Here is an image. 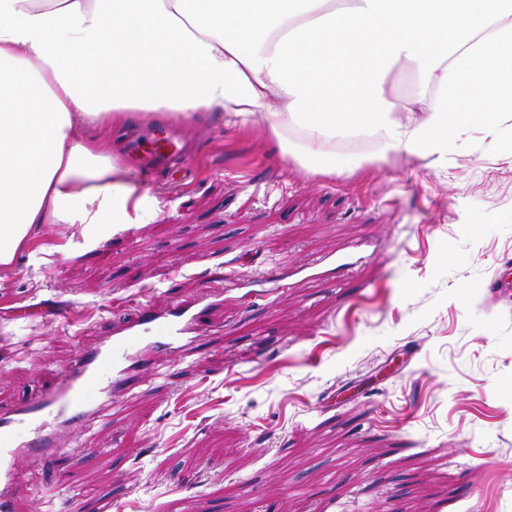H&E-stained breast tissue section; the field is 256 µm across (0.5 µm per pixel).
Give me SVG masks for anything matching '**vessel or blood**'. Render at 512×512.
Here are the masks:
<instances>
[{
  "mask_svg": "<svg viewBox=\"0 0 512 512\" xmlns=\"http://www.w3.org/2000/svg\"><path fill=\"white\" fill-rule=\"evenodd\" d=\"M123 158L137 175L152 178L188 169L194 152L177 129L146 127L126 138ZM202 314L199 307L160 312L138 303L134 319L81 352L49 390L23 404L0 407V512H13L14 500L25 492L13 460L56 452L60 427L86 425L111 403L113 394L139 386L142 369L137 348L144 340L191 356L202 332Z\"/></svg>",
  "mask_w": 512,
  "mask_h": 512,
  "instance_id": "b4317fda",
  "label": "vessel or blood"
}]
</instances>
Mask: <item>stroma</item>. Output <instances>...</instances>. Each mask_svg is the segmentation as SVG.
I'll return each mask as SVG.
<instances>
[{"instance_id": "stroma-1", "label": "stroma", "mask_w": 512, "mask_h": 512, "mask_svg": "<svg viewBox=\"0 0 512 512\" xmlns=\"http://www.w3.org/2000/svg\"><path fill=\"white\" fill-rule=\"evenodd\" d=\"M184 128L187 172L132 179L148 223L43 224L0 268V405L133 318L115 298L224 296L192 360L156 352L110 420L16 460L48 495L15 512H512V138L322 177L262 123Z\"/></svg>"}]
</instances>
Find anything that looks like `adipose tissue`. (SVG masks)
<instances>
[{
  "instance_id": "obj_1",
  "label": "adipose tissue",
  "mask_w": 512,
  "mask_h": 512,
  "mask_svg": "<svg viewBox=\"0 0 512 512\" xmlns=\"http://www.w3.org/2000/svg\"><path fill=\"white\" fill-rule=\"evenodd\" d=\"M261 120L313 174L405 154L444 168L512 121V0H0V266L39 224H140L83 119Z\"/></svg>"
}]
</instances>
